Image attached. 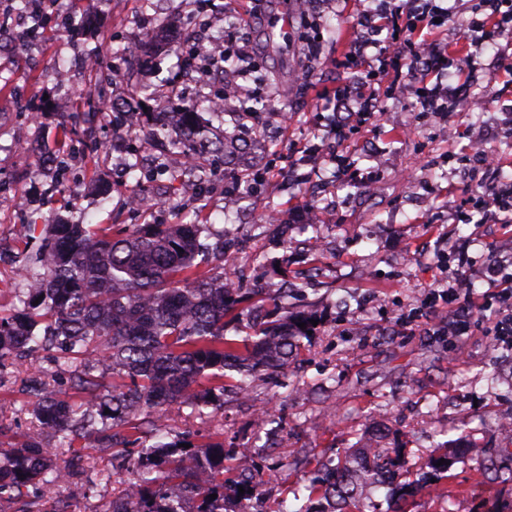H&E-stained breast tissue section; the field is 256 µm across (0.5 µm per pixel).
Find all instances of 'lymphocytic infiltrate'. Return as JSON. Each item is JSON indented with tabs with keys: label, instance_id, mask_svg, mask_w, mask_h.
Listing matches in <instances>:
<instances>
[{
	"label": "lymphocytic infiltrate",
	"instance_id": "f902f5d3",
	"mask_svg": "<svg viewBox=\"0 0 512 512\" xmlns=\"http://www.w3.org/2000/svg\"><path fill=\"white\" fill-rule=\"evenodd\" d=\"M476 10L477 17L468 23V50L461 57L440 50L428 35L436 18L446 13L436 0H411L408 8L397 7L382 12L362 9L363 30L346 59L353 67L369 73L386 70V63L377 62L374 51L381 42L391 43L394 58L402 61L408 75L418 78L422 85L419 96L422 111L434 118L443 117L449 99H464L469 95L468 85L444 86L440 80L443 70L464 61L473 62L491 41L512 32V0H478ZM477 165L483 170L477 180L480 213L498 210L502 214L503 228L512 227V185L501 180L498 158L483 153L479 155Z\"/></svg>",
	"mask_w": 512,
	"mask_h": 512
}]
</instances>
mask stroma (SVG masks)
Returning a JSON list of instances; mask_svg holds the SVG:
<instances>
[{"instance_id":"1","label":"stroma","mask_w":512,"mask_h":512,"mask_svg":"<svg viewBox=\"0 0 512 512\" xmlns=\"http://www.w3.org/2000/svg\"><path fill=\"white\" fill-rule=\"evenodd\" d=\"M288 12L286 39L270 20ZM248 15L227 29L250 52L238 92L224 96L221 75L198 82L180 56L210 46L228 16ZM356 0H48L43 23L22 41L0 42V312L13 309L22 254L40 244L46 225L66 215L123 231L137 224H185L206 217L232 243L224 267L242 290L287 288L288 312L315 313L316 330L303 351L278 374H260L245 393L225 391L224 404L202 416L174 408L152 414L160 436H188L197 445L224 444V475L239 470L237 451L250 449L255 478L263 480V508L298 512L293 491L309 485L320 464L382 443L397 448L411 478L426 483L410 512H487L512 503V438L498 421L512 413V348L486 329L448 333L454 308L437 296L436 281L452 284L459 242H468L472 293L488 289L479 271L495 255L512 256V232L480 223L471 175L477 153L491 151L501 178L512 181V74L492 51L474 70L451 71V84L468 82L464 107L448 115L451 135L420 110L414 87L374 84L380 110L349 120L337 142L333 94L364 81L344 67L359 31ZM164 32L154 67L128 59L129 43ZM111 51L96 70L82 61L98 45ZM169 82L171 110L224 97V150L204 155L209 176L182 190L181 167L149 134L166 113L127 109L132 82ZM252 98L269 100L288 119L267 127L263 112L247 114ZM92 134H63L62 116L97 108ZM338 162L327 161L325 150ZM151 199L146 209L127 199ZM309 206L313 225L297 223ZM28 365L0 371V449L39 435L21 390ZM481 448L467 457L468 445ZM89 464L74 482L89 494L72 512H105L136 477L135 460L116 464L121 444L79 437ZM447 456V473L430 462ZM445 484L454 499L431 491Z\"/></svg>"}]
</instances>
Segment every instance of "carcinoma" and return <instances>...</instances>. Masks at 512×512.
I'll return each instance as SVG.
<instances>
[{
  "label": "carcinoma",
  "instance_id": "cac0c4a2",
  "mask_svg": "<svg viewBox=\"0 0 512 512\" xmlns=\"http://www.w3.org/2000/svg\"><path fill=\"white\" fill-rule=\"evenodd\" d=\"M172 96L170 86L160 84L145 100L164 109ZM198 109L197 104L178 113L171 153L182 154L189 144L224 151V139L212 135V123ZM207 175L196 160L173 180L185 188ZM207 231L206 224H140L120 235L104 224L45 229L32 263L18 271L14 311L0 316V367L22 358L33 365L28 384L36 418L57 437L52 448L28 440L0 464V499H11L16 512H35L63 483L64 471L84 465L85 457L74 449L76 438L90 432L114 440L127 429L142 433L134 439L138 477L112 500V512H247L245 503L256 488L247 479L224 478V443L186 448L183 437L158 440L149 429L150 415L173 405L203 413L221 399L228 370L240 375L242 389L259 372L287 368L312 316L269 317L264 307L280 295L262 289L254 302L255 321L245 326L249 333L242 340L226 337L225 320H239L241 299L239 289L224 280V235L209 244L201 241ZM202 257L213 258L215 266L201 270ZM51 351L71 367L65 389L42 381L47 370L37 362ZM106 370L122 383L101 386ZM137 414L144 415L139 425L133 422ZM370 455L398 475V499L425 489L408 480L398 449H362L361 458ZM358 467L350 454L324 466L315 483L294 496L325 507L303 512H336L338 498L363 512L359 487L346 480Z\"/></svg>",
  "mask_w": 512,
  "mask_h": 512
}]
</instances>
